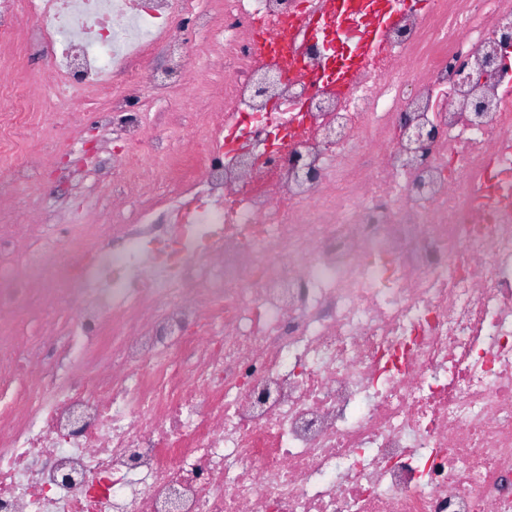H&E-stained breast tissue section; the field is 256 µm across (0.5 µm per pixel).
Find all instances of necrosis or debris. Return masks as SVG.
I'll return each mask as SVG.
<instances>
[{"instance_id":"obj_1","label":"necrosis or debris","mask_w":512,"mask_h":512,"mask_svg":"<svg viewBox=\"0 0 512 512\" xmlns=\"http://www.w3.org/2000/svg\"><path fill=\"white\" fill-rule=\"evenodd\" d=\"M311 2L0 0V99L53 117L93 93L150 184L122 223L89 205L20 254L0 234V512H512V65L460 74L512 0L400 8L346 88ZM188 21L224 108L144 147L141 91L192 72ZM264 71L287 86L259 95ZM37 170L0 114V181ZM58 254L61 322L16 271ZM20 311L43 320L21 347ZM181 35L183 37H187L191 39V43L194 46V57L199 58L200 65L196 69L195 77L200 79L203 74L208 75L212 82H218L222 78H224V69L221 64L214 63L212 60H208L206 58L208 54V44L205 40H202L201 35L191 34L189 31H182ZM206 60L208 66L206 67L203 64V61Z\"/></svg>"}]
</instances>
